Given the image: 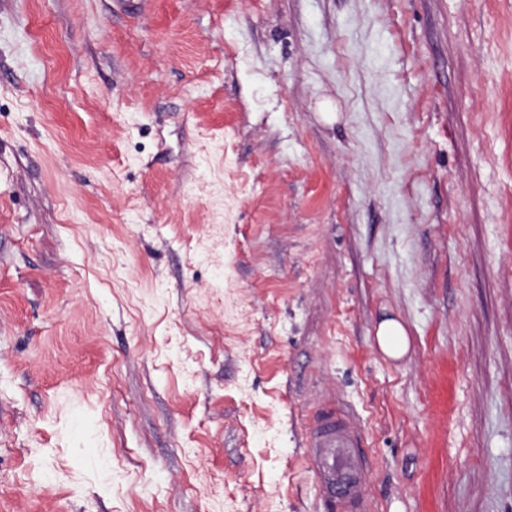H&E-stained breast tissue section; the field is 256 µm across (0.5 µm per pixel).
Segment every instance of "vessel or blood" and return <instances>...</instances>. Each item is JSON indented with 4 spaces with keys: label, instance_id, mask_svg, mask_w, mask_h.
Segmentation results:
<instances>
[{
    "label": "vessel or blood",
    "instance_id": "b4317fda",
    "mask_svg": "<svg viewBox=\"0 0 512 512\" xmlns=\"http://www.w3.org/2000/svg\"><path fill=\"white\" fill-rule=\"evenodd\" d=\"M359 432L350 418L334 409L320 410L314 420L313 466L324 494L344 512H366L362 492L364 462L356 452Z\"/></svg>",
    "mask_w": 512,
    "mask_h": 512
}]
</instances>
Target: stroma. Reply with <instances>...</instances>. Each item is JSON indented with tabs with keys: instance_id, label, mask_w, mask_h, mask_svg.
Listing matches in <instances>:
<instances>
[{
	"instance_id": "1",
	"label": "stroma",
	"mask_w": 512,
	"mask_h": 512,
	"mask_svg": "<svg viewBox=\"0 0 512 512\" xmlns=\"http://www.w3.org/2000/svg\"><path fill=\"white\" fill-rule=\"evenodd\" d=\"M323 406L512 512V0H0V512H342ZM404 326L396 319L382 320L377 326L376 341L383 353L391 358L402 357L408 348Z\"/></svg>"
}]
</instances>
